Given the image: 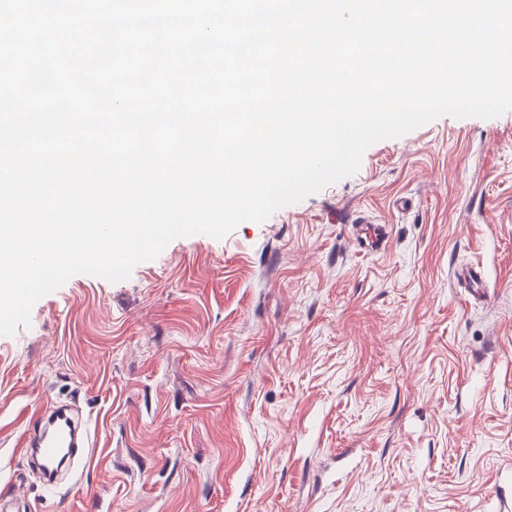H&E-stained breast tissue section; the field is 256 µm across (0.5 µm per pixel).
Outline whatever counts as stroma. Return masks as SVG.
Masks as SVG:
<instances>
[{"instance_id":"35a3bbf8","label":"stroma","mask_w":512,"mask_h":512,"mask_svg":"<svg viewBox=\"0 0 512 512\" xmlns=\"http://www.w3.org/2000/svg\"><path fill=\"white\" fill-rule=\"evenodd\" d=\"M476 265L474 290L456 273ZM62 404L96 447L56 488L18 449ZM12 496L30 512L512 504V111L379 141L265 222L38 300L0 336Z\"/></svg>"}]
</instances>
